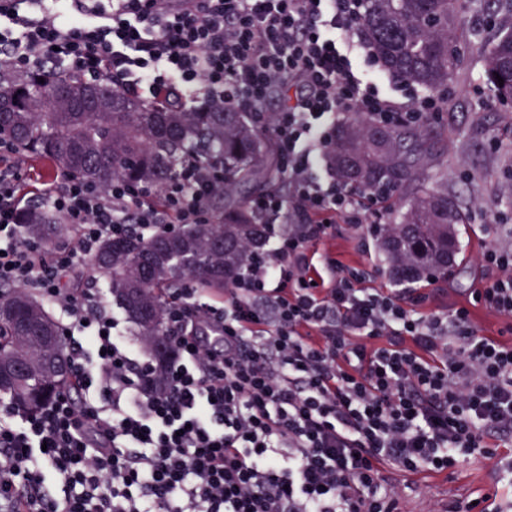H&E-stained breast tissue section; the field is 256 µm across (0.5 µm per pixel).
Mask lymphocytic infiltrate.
<instances>
[{
	"label": "lymphocytic infiltrate",
	"mask_w": 512,
	"mask_h": 512,
	"mask_svg": "<svg viewBox=\"0 0 512 512\" xmlns=\"http://www.w3.org/2000/svg\"><path fill=\"white\" fill-rule=\"evenodd\" d=\"M360 0H0V72L49 67L127 93L171 91L252 113L274 136L287 194L249 204L274 225L231 288L170 289L157 366L103 313L101 289L66 288L107 236L208 224L212 177L107 186L56 170L42 200L68 227L29 239L20 163L0 141V287L67 317L69 379L38 411L0 403V512H408L392 473L447 472L512 443V341L479 333L472 306L512 318V240L476 258L471 305L443 288H373L319 252L337 223L378 225V191L314 169L339 115L431 125L438 94H379ZM278 99L269 110L270 99ZM58 481L62 498L47 492Z\"/></svg>",
	"instance_id": "lymphocytic-infiltrate-1"
}]
</instances>
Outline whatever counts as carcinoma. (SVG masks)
Masks as SVG:
<instances>
[{"label": "carcinoma", "instance_id": "obj_1", "mask_svg": "<svg viewBox=\"0 0 512 512\" xmlns=\"http://www.w3.org/2000/svg\"><path fill=\"white\" fill-rule=\"evenodd\" d=\"M497 0H361L359 25L384 69L434 91L448 83L464 60L459 35L465 6L480 8ZM486 80L498 98L512 88V29L484 46ZM44 82H39V79ZM504 84H499L498 79ZM91 84L79 77L35 68L0 78V139L21 155L44 157L81 179L106 185L118 178L132 184L162 185L189 159L224 173L225 212L211 224H185L178 234L143 239L135 234L100 242L93 269L109 282L112 295L137 329L149 355L159 364L167 307L163 294L193 279L222 292L252 253L262 249L266 225L248 207V188L278 184L280 170L270 163L271 141L248 112L190 106L175 94L146 103L106 82L100 90L125 105L123 112H99L79 99L80 111H56V93L79 97ZM429 129L380 128L352 114L336 126L331 165L336 176L356 188L378 186L382 200L396 206L397 229L377 238L393 281L408 284L448 272V241L454 226L465 223L448 186L422 182L420 164L433 154ZM21 223L35 238L57 222L27 211ZM16 308L0 319V360L22 373L0 384V396L35 409L66 375L44 367L38 339L44 329L57 332L56 350L67 352L62 329L40 303L24 292L0 289V308Z\"/></svg>", "mask_w": 512, "mask_h": 512}]
</instances>
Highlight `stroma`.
Here are the masks:
<instances>
[{
  "label": "stroma",
  "mask_w": 512,
  "mask_h": 512,
  "mask_svg": "<svg viewBox=\"0 0 512 512\" xmlns=\"http://www.w3.org/2000/svg\"><path fill=\"white\" fill-rule=\"evenodd\" d=\"M510 28L512 15L503 10L493 19L472 22L466 60L448 82L447 110L432 125L439 155L423 164L425 176L447 184L449 195L468 216L458 227L459 253L445 278L452 303L466 300L476 288L477 253L512 234V101H500L489 91L480 50ZM322 249L351 265L376 270L373 287H393L386 258L368 227L337 224L335 236ZM498 469L495 457L466 462L448 472L410 478L402 494L410 512H427L435 502L490 491L507 503L512 501V485L499 480Z\"/></svg>",
  "instance_id": "obj_1"
}]
</instances>
